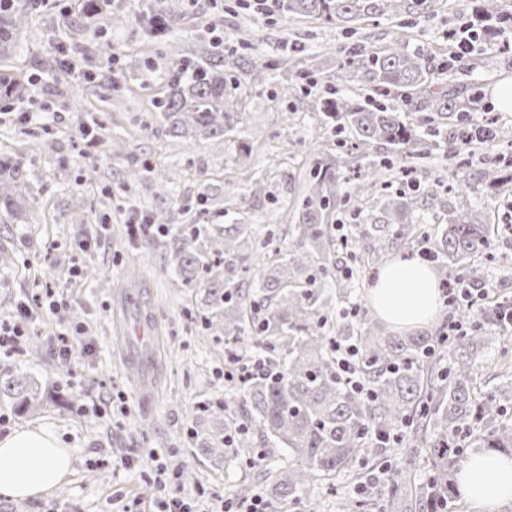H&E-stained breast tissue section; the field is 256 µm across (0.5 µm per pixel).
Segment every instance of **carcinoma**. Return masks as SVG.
<instances>
[{"instance_id": "cac0c4a2", "label": "carcinoma", "mask_w": 512, "mask_h": 512, "mask_svg": "<svg viewBox=\"0 0 512 512\" xmlns=\"http://www.w3.org/2000/svg\"><path fill=\"white\" fill-rule=\"evenodd\" d=\"M28 0H0V102L27 95L34 76L7 69L21 31L29 25ZM436 0H275L278 10L323 23L343 25L391 15H424ZM470 16L479 40L512 31V5L506 0H477ZM84 10L112 25L124 15L112 10V0H85ZM364 74L369 91L389 96L402 89L417 90L420 101L405 97L423 113L420 123L387 107L373 108L346 94L325 99L324 116L339 132H349L361 160L378 145L404 156L425 157L440 147L442 136L447 176L413 197L385 195L396 225L373 224V243L363 257L355 236L336 234V204L343 198L366 201L378 189L392 187L388 173L369 165L353 185L337 179V160L310 173L297 209L298 223L289 225L288 249L260 242L250 224H195L174 237L173 263L182 287L200 296L206 326L239 342L243 354L255 349L270 354L266 373L253 378L241 392L248 423L225 412L222 405L194 408V437L205 454L229 457L239 448L257 461L272 449L248 447L253 428L286 461L267 466L263 478L274 506L302 498L311 483L340 494L341 476L362 467L365 458L385 448L390 437L404 448H416L426 461V478L419 481L404 470L391 481L370 482V496L382 512H437L458 498L455 473L474 448H489L512 457V378L488 388L481 383L478 363L503 337L484 310L465 334L441 347L440 356L425 359L424 350L439 337L386 334L361 305L354 318H337L336 335L325 331V310L331 303H349L356 290L387 252L419 232V213L434 209L440 192L454 194L456 205L448 223L437 228L434 248L440 259L438 275L454 281L484 254L496 224L475 208L460 185L476 162V148L462 137L459 110L464 103L447 89H434L427 58L396 42L372 48L352 62ZM267 67L262 59L243 64L200 42L187 55L161 63L157 78L167 95L157 112L177 137L224 139L235 130L227 68ZM19 157L0 156V224L22 218L24 173ZM336 281L330 295L329 281ZM354 344L358 371L373 389L371 399L352 390L338 368L332 342ZM11 394L23 410L37 405V390L18 378L0 380V394ZM343 512H366L365 496H342Z\"/></svg>"}]
</instances>
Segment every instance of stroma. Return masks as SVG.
I'll return each mask as SVG.
<instances>
[{
    "label": "stroma",
    "instance_id": "35a3bbf8",
    "mask_svg": "<svg viewBox=\"0 0 512 512\" xmlns=\"http://www.w3.org/2000/svg\"><path fill=\"white\" fill-rule=\"evenodd\" d=\"M112 3L127 16L118 27L87 19L82 0H32L30 25L12 56L14 69L44 78L0 114V156L23 154L27 180L23 223L0 224V246L11 256L0 265V320L13 319L18 303L48 283L66 284L67 304L32 323L38 351L0 358V378L26 377L42 393L33 412L0 395V436L48 425L77 457L71 475L46 497L0 498V512H147L155 496L145 477L151 461L130 471L113 464L132 448L164 449L175 486L199 512H213L232 482L263 495L261 470L249 458L239 453L214 464L193 438L196 405L226 401L240 417L245 410L224 381L231 351L203 329L194 292L176 283L170 245L174 228L219 210L224 223L287 241L309 171L321 157L342 152L322 118V96L363 92L342 58L403 40L409 50L431 53L437 84L471 101L472 123L494 116L512 125V112L494 101L500 86L512 84V51L493 41L479 58L448 53L446 32L464 25L465 0H438L428 15L383 16L353 29L274 8L259 15L253 0ZM159 8L178 23L157 34L146 18ZM201 41L233 59L262 57L265 66L227 76L237 86L236 130L221 143L187 145L168 136L152 106L162 94L152 67L160 54L173 57ZM287 41L303 45L302 63L288 57ZM115 46L121 54L114 64ZM294 76L301 91L284 95ZM91 124L100 128L93 144L84 136ZM114 138L125 140L123 155L111 154ZM242 143L252 149L243 164ZM155 165L170 172L167 191L157 193L146 179L129 184L130 170ZM261 176L266 194H248ZM159 210L171 215V231L133 239L130 225ZM488 253L483 276L512 293V237L496 235ZM75 267L81 274L72 283ZM74 327L87 352L67 370L56 358V335ZM143 327L154 341L147 368L138 371L127 365V339Z\"/></svg>",
    "mask_w": 512,
    "mask_h": 512
}]
</instances>
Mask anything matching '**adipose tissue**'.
Listing matches in <instances>:
<instances>
[{"instance_id": "1", "label": "adipose tissue", "mask_w": 512, "mask_h": 512, "mask_svg": "<svg viewBox=\"0 0 512 512\" xmlns=\"http://www.w3.org/2000/svg\"><path fill=\"white\" fill-rule=\"evenodd\" d=\"M370 304L391 326L411 330L427 324L443 305L429 266L397 260L380 269L369 289ZM74 449L48 426L25 428L0 438V496L37 499L64 482L73 467ZM458 492L477 512H500L512 502V458L478 449L464 458L457 473Z\"/></svg>"}]
</instances>
